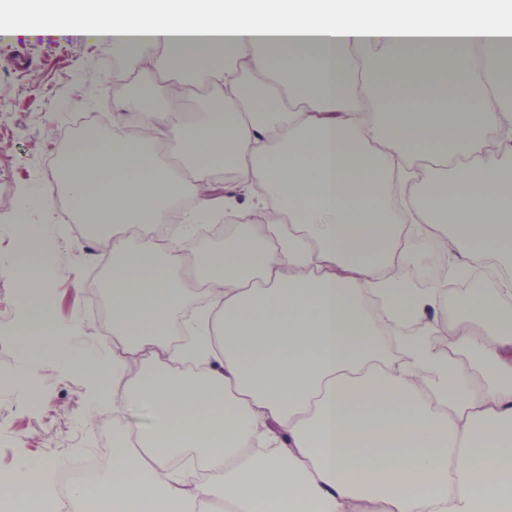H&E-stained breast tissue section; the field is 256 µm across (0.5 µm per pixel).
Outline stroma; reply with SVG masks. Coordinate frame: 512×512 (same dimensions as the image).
<instances>
[{
    "instance_id": "stroma-1",
    "label": "stroma",
    "mask_w": 512,
    "mask_h": 512,
    "mask_svg": "<svg viewBox=\"0 0 512 512\" xmlns=\"http://www.w3.org/2000/svg\"><path fill=\"white\" fill-rule=\"evenodd\" d=\"M43 24L44 32L35 33L21 16L0 38V377L27 373L23 384L0 389V469L14 472L34 459L52 477L78 458L99 454L112 432V410L96 405L91 379L41 347H18L13 334L24 319L46 317L59 328L62 350L112 356V339L97 328L84 292L99 239L73 233L76 214L46 210L43 200L54 190L51 161L63 145L70 114H91L108 125L120 123L121 116L111 94L89 78L111 63V44L71 33L57 17ZM21 219L38 230L53 225L39 247L55 277L45 295L20 306L13 260Z\"/></svg>"
}]
</instances>
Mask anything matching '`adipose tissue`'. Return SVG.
Wrapping results in <instances>:
<instances>
[{"mask_svg": "<svg viewBox=\"0 0 512 512\" xmlns=\"http://www.w3.org/2000/svg\"><path fill=\"white\" fill-rule=\"evenodd\" d=\"M19 13L111 41L113 107L151 128L78 141L65 167L113 233L112 357L66 356L112 391L99 512H512V280L456 290L475 329L444 285L389 275L415 238L451 281L512 262V0H9L0 25ZM165 56L183 96L130 94V63ZM220 164L284 219L239 209L244 230L191 257L151 237ZM143 405L141 432L125 412Z\"/></svg>", "mask_w": 512, "mask_h": 512, "instance_id": "1", "label": "adipose tissue"}]
</instances>
